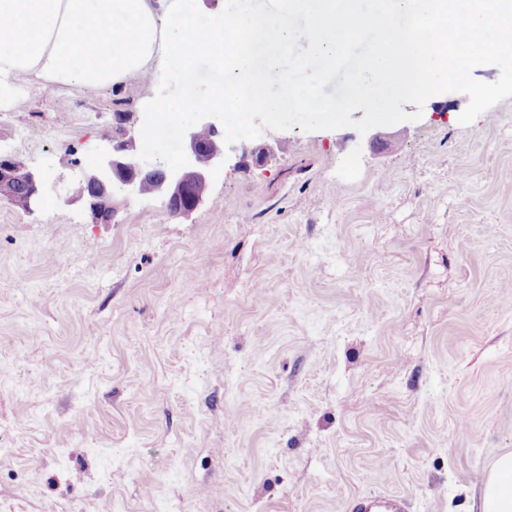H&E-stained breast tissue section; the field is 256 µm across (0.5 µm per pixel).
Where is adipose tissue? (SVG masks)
Returning a JSON list of instances; mask_svg holds the SVG:
<instances>
[{"instance_id":"1","label":"adipose tissue","mask_w":512,"mask_h":512,"mask_svg":"<svg viewBox=\"0 0 512 512\" xmlns=\"http://www.w3.org/2000/svg\"><path fill=\"white\" fill-rule=\"evenodd\" d=\"M398 13L403 22H395ZM295 15L305 17L299 32L316 51L301 84L289 79L285 54L298 32ZM369 30L380 39L348 94L338 103L317 100L318 77ZM475 46L480 54L461 55ZM202 57L226 74L204 96L191 84ZM488 57L512 59V0H392L391 9L366 14L355 0H280L274 13L248 5L207 12L199 0H0V107L21 104L17 82L26 74L83 96L105 85L178 76L181 92L157 96L148 107L153 118L139 130L148 143L182 113L201 109L224 113L230 134L256 113L274 131L292 112L337 124L350 106L393 122V101L432 97L439 80ZM480 512H512V452L500 455L484 480Z\"/></svg>"}]
</instances>
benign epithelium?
<instances>
[{"instance_id": "benign-epithelium-1", "label": "benign epithelium", "mask_w": 512, "mask_h": 512, "mask_svg": "<svg viewBox=\"0 0 512 512\" xmlns=\"http://www.w3.org/2000/svg\"><path fill=\"white\" fill-rule=\"evenodd\" d=\"M127 115L120 117L119 133L112 146L102 151L82 173L81 189L54 183L53 190L62 192L69 201H81L93 220L107 223L112 219L114 200L140 197V182L152 178L155 188L151 197L162 201L172 216H187L204 203L208 180L214 171L226 165L224 136L215 123L204 117L183 134L182 160L176 166L147 168L131 158L134 135L127 126ZM212 133L209 145L199 142L198 132ZM24 189V210L34 211L46 189L44 174L26 166L14 157L0 155V197L12 199L17 188Z\"/></svg>"}]
</instances>
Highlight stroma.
<instances>
[{"label":"stroma","instance_id":"1","mask_svg":"<svg viewBox=\"0 0 512 512\" xmlns=\"http://www.w3.org/2000/svg\"><path fill=\"white\" fill-rule=\"evenodd\" d=\"M376 40L317 86L340 98ZM0 151L73 183L143 117L141 83L21 77ZM483 97H475L474 88ZM396 122L261 115L189 217L0 201V512H478L512 450V65L400 100ZM185 114L138 162L180 158ZM406 500L399 494L363 495L355 501L354 512H405Z\"/></svg>","mask_w":512,"mask_h":512}]
</instances>
